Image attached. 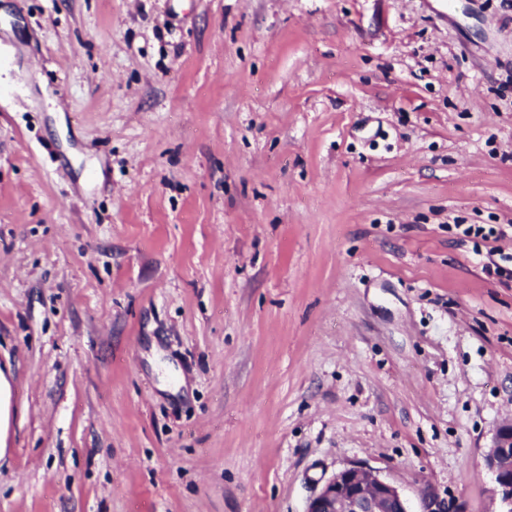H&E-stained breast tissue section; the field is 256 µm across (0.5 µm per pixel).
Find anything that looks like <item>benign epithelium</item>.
Returning <instances> with one entry per match:
<instances>
[{"label":"benign epithelium","mask_w":512,"mask_h":512,"mask_svg":"<svg viewBox=\"0 0 512 512\" xmlns=\"http://www.w3.org/2000/svg\"><path fill=\"white\" fill-rule=\"evenodd\" d=\"M504 512H512V421L497 430L486 455ZM305 512H408L393 484L359 466H347L329 477L308 500Z\"/></svg>","instance_id":"benign-epithelium-1"}]
</instances>
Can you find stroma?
Masks as SVG:
<instances>
[{
	"instance_id": "stroma-1",
	"label": "stroma",
	"mask_w": 512,
	"mask_h": 512,
	"mask_svg": "<svg viewBox=\"0 0 512 512\" xmlns=\"http://www.w3.org/2000/svg\"><path fill=\"white\" fill-rule=\"evenodd\" d=\"M505 0H0V512H499ZM11 384L3 370H0V457L6 452L4 436L9 427ZM305 512H408L393 484L359 466L329 477L308 500Z\"/></svg>"
}]
</instances>
